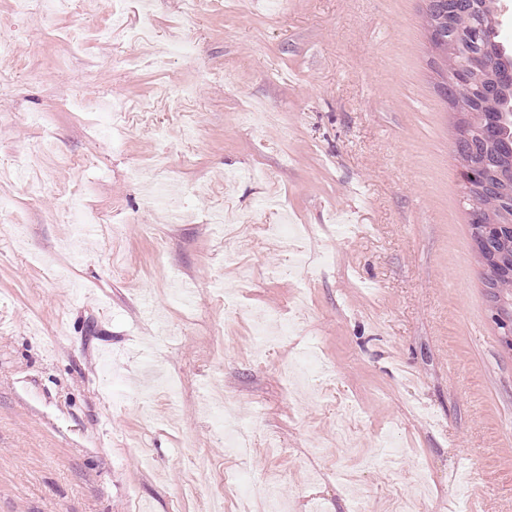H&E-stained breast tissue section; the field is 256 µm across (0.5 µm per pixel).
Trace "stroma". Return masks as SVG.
Segmentation results:
<instances>
[{"mask_svg":"<svg viewBox=\"0 0 512 512\" xmlns=\"http://www.w3.org/2000/svg\"><path fill=\"white\" fill-rule=\"evenodd\" d=\"M151 2L143 45L105 7L48 21L0 0V163L56 147L37 200L0 184V512H206L235 471L292 512L418 495L455 512L464 490L469 512H512V346L426 0ZM184 39L196 61L158 70L155 49ZM79 94L131 112L110 132L108 113L67 109ZM257 102L275 122L239 121ZM161 179L173 208L147 202ZM73 200L105 223L65 222ZM286 220L307 235L272 236ZM262 313L293 333L257 336ZM309 349L303 397L282 369ZM220 411L250 457L225 448Z\"/></svg>","mask_w":512,"mask_h":512,"instance_id":"obj_1","label":"stroma"}]
</instances>
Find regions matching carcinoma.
I'll return each mask as SVG.
<instances>
[{
	"label": "carcinoma",
	"instance_id": "carcinoma-1",
	"mask_svg": "<svg viewBox=\"0 0 512 512\" xmlns=\"http://www.w3.org/2000/svg\"><path fill=\"white\" fill-rule=\"evenodd\" d=\"M495 0H434L430 20L443 39L448 69L441 86L445 97L470 107V122L483 136L463 145L478 162L484 192L470 205L483 227L480 249L488 259L486 287L497 305L499 328H512V194L503 192L512 179V116L494 124L491 116L512 108V50L497 42L493 25ZM484 68L471 70L473 59Z\"/></svg>",
	"mask_w": 512,
	"mask_h": 512
}]
</instances>
